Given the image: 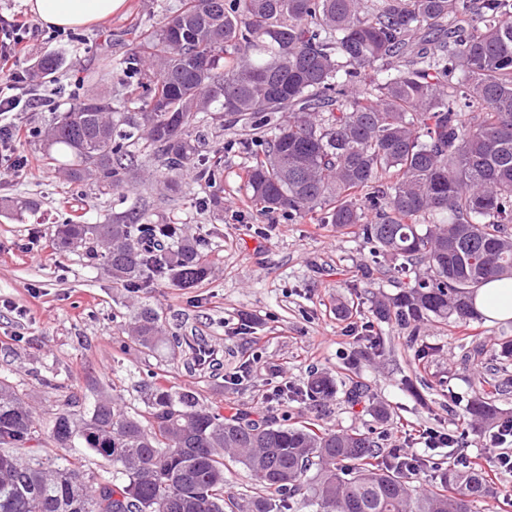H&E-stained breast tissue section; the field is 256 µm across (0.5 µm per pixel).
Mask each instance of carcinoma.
Segmentation results:
<instances>
[{
    "label": "carcinoma",
    "instance_id": "obj_1",
    "mask_svg": "<svg viewBox=\"0 0 512 512\" xmlns=\"http://www.w3.org/2000/svg\"><path fill=\"white\" fill-rule=\"evenodd\" d=\"M58 66L47 55L31 77ZM116 69L146 76L129 85L133 109L92 94L33 131L70 184L106 194L130 183L138 155L213 184L221 157L202 153L195 135L208 116L250 131L256 206L356 227L372 245L362 279L409 280L372 303L375 320L465 325L479 318L478 289L512 277V0H183ZM462 106L477 112L466 121ZM55 241L61 252L101 248L131 290L159 277L191 288L209 275L199 240L146 208L101 224L68 215ZM131 336L147 350L167 339L190 373L213 362L205 340L165 331L151 308ZM336 392L329 373L302 390L313 401ZM147 413L145 425L100 396L79 425L54 417L56 447L79 442L112 465L94 483L30 447L40 428L1 380L0 512H286L297 494L309 512H473L491 493L482 468L426 459L434 483L417 488L372 432L226 418L167 388L152 391ZM465 415L509 420L487 394ZM226 456L255 490L240 502L224 490Z\"/></svg>",
    "mask_w": 512,
    "mask_h": 512
}]
</instances>
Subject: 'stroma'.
<instances>
[{
	"mask_svg": "<svg viewBox=\"0 0 512 512\" xmlns=\"http://www.w3.org/2000/svg\"><path fill=\"white\" fill-rule=\"evenodd\" d=\"M181 4L126 0L122 11L97 24L40 29L29 37L20 67L28 69L32 59L49 52L63 53L55 82L43 87L53 103L14 114V121L30 129L48 125L54 113L67 110L93 86L122 108L129 81L109 70V63L119 62L142 29L174 15ZM198 136L206 150H223L222 177L209 186L182 175L181 192L165 203L148 159L137 161V182L98 195L89 187H68L48 170L38 145L21 141L30 166L0 183V197L31 200L38 209L21 219L0 212V378L26 395L44 426L58 412L81 418L102 390L114 397L117 409L144 413L145 394L163 386L192 391L201 406L227 417L245 413L280 423L312 419L336 430L370 429L385 449L408 454L424 449L406 439L404 428L463 433L465 447L438 448L428 452L430 458L480 465L493 475V493L474 512H512V473L495 468L496 448L463 418L471 380L486 367L478 363L466 373L459 368L471 342L512 339V321L427 324L417 345L431 352L415 359L408 329L377 323L370 314L371 293L395 291L384 277L369 288L361 282L370 244L350 228L261 212L245 186L249 150L231 144V131L217 123L201 128ZM215 194L222 210L199 207L200 199ZM136 203L188 226L213 266L207 280L193 288L157 281L133 293L113 282L84 249L63 254L53 249L61 214L99 224ZM343 301L357 306L351 320L336 314ZM145 307L169 326H181L183 334L208 337L224 360L223 372L187 373L166 346L132 348L126 330ZM369 336L383 337L384 349L369 348ZM316 371L366 386L375 402L388 408L387 422H377L370 409L349 406L340 395L319 405L287 396L270 401L274 387L302 389Z\"/></svg>",
	"mask_w": 512,
	"mask_h": 512,
	"instance_id": "obj_1",
	"label": "stroma"
}]
</instances>
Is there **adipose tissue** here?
Segmentation results:
<instances>
[{
    "instance_id": "1",
    "label": "adipose tissue",
    "mask_w": 512,
    "mask_h": 512,
    "mask_svg": "<svg viewBox=\"0 0 512 512\" xmlns=\"http://www.w3.org/2000/svg\"><path fill=\"white\" fill-rule=\"evenodd\" d=\"M125 0H25L44 26L75 29L99 23L118 12ZM477 312L491 320H512V280H493L473 300Z\"/></svg>"
}]
</instances>
